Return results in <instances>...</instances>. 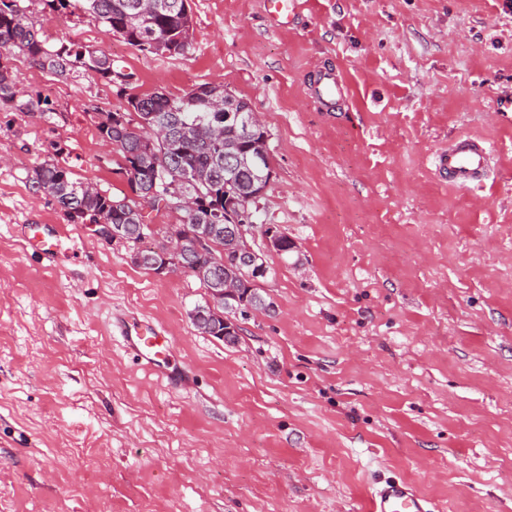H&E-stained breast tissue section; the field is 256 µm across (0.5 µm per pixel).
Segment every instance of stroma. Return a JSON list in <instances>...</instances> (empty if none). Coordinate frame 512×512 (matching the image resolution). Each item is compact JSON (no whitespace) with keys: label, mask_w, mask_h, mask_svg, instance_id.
I'll return each mask as SVG.
<instances>
[{"label":"stroma","mask_w":512,"mask_h":512,"mask_svg":"<svg viewBox=\"0 0 512 512\" xmlns=\"http://www.w3.org/2000/svg\"><path fill=\"white\" fill-rule=\"evenodd\" d=\"M189 5L170 56L26 0L48 44L101 46L138 81L12 62L54 109L0 106V512H364L394 478L439 512H512V0H300L285 26L264 0ZM325 67L352 89L331 112L310 97ZM205 83L260 114L258 221L297 245L248 235L271 307L231 312V343L194 327L197 278L137 266L29 182L58 144L75 178L129 194L96 112ZM460 135L493 150L482 189L434 166ZM121 317L167 331L186 387L136 364Z\"/></svg>","instance_id":"1"}]
</instances>
